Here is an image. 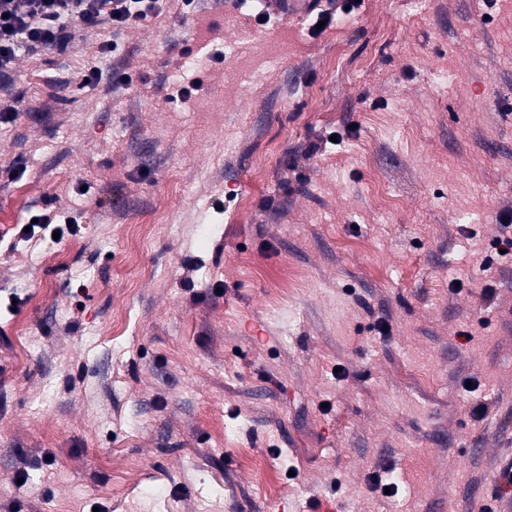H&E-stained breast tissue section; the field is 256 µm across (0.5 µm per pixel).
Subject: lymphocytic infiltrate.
<instances>
[{"instance_id": "lymphocytic-infiltrate-1", "label": "lymphocytic infiltrate", "mask_w": 512, "mask_h": 512, "mask_svg": "<svg viewBox=\"0 0 512 512\" xmlns=\"http://www.w3.org/2000/svg\"><path fill=\"white\" fill-rule=\"evenodd\" d=\"M166 0H0V89L16 103L26 91L15 74L20 51L65 53L75 28L110 26L119 31L160 16Z\"/></svg>"}]
</instances>
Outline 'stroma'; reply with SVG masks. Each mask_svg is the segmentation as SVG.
I'll use <instances>...</instances> for the list:
<instances>
[{
  "mask_svg": "<svg viewBox=\"0 0 512 512\" xmlns=\"http://www.w3.org/2000/svg\"><path fill=\"white\" fill-rule=\"evenodd\" d=\"M260 8L171 0L19 58L0 512H479L512 456V254L482 265L512 206V0H357L319 33ZM248 34L280 52L243 87ZM93 66L134 81L81 87ZM180 77L203 85L169 101ZM46 206L78 232L22 238ZM158 210L181 233L132 243Z\"/></svg>",
  "mask_w": 512,
  "mask_h": 512,
  "instance_id": "obj_1",
  "label": "stroma"
}]
</instances>
